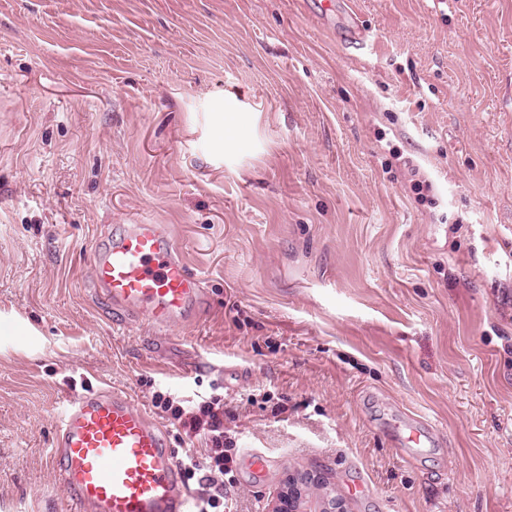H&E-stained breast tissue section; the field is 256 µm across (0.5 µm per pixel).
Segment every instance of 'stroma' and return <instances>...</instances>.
<instances>
[{
	"label": "stroma",
	"mask_w": 512,
	"mask_h": 512,
	"mask_svg": "<svg viewBox=\"0 0 512 512\" xmlns=\"http://www.w3.org/2000/svg\"><path fill=\"white\" fill-rule=\"evenodd\" d=\"M354 8L362 47L307 0H0V512H73L51 454L85 379L201 458L152 395L223 386L231 512L297 470L347 512H512V0ZM142 219L198 320L96 292Z\"/></svg>",
	"instance_id": "obj_1"
}]
</instances>
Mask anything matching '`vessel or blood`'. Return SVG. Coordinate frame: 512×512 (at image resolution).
Wrapping results in <instances>:
<instances>
[{
    "label": "vessel or blood",
    "instance_id": "b4317fda",
    "mask_svg": "<svg viewBox=\"0 0 512 512\" xmlns=\"http://www.w3.org/2000/svg\"><path fill=\"white\" fill-rule=\"evenodd\" d=\"M92 276L117 316L189 322L208 296L165 224H120L97 244ZM53 461L83 512H190L167 433L122 393L89 388L61 412Z\"/></svg>",
    "mask_w": 512,
    "mask_h": 512
}]
</instances>
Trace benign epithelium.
Returning a JSON list of instances; mask_svg holds the SVG:
<instances>
[{
	"instance_id": "1",
	"label": "benign epithelium",
	"mask_w": 512,
	"mask_h": 512,
	"mask_svg": "<svg viewBox=\"0 0 512 512\" xmlns=\"http://www.w3.org/2000/svg\"><path fill=\"white\" fill-rule=\"evenodd\" d=\"M265 512H345V506L321 477L302 473L288 476Z\"/></svg>"
}]
</instances>
